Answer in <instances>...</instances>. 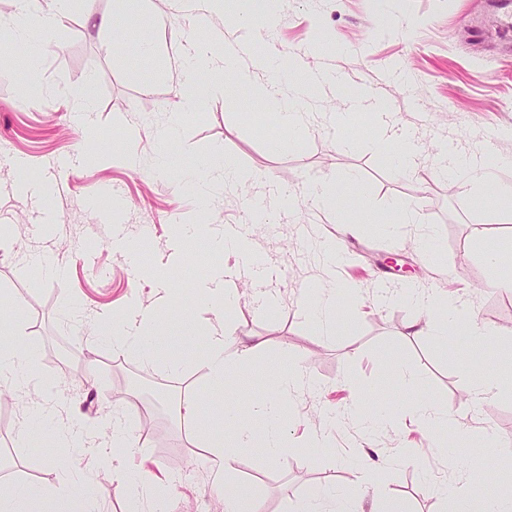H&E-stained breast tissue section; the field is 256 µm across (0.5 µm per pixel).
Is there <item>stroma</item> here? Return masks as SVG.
<instances>
[{
	"label": "stroma",
	"mask_w": 512,
	"mask_h": 512,
	"mask_svg": "<svg viewBox=\"0 0 512 512\" xmlns=\"http://www.w3.org/2000/svg\"><path fill=\"white\" fill-rule=\"evenodd\" d=\"M202 8L201 0H151L144 13L103 29L99 17L111 14L112 0H72L63 19L44 20L32 32L37 68L0 47V225L12 229L0 243V291L25 313L37 370L57 385V419L124 418L134 446L121 464L135 473H165L170 512H224L206 449L189 441L175 415L176 403L207 384L195 362L203 343L185 353L174 379L135 353L114 356L99 330L131 298L148 305L156 297L153 280L134 278L131 249L169 273L170 287L188 299L194 290L174 280L170 256L187 254L185 267L197 276L207 273L208 259L177 241L171 224L203 222L216 232L239 224L259 266L228 279L242 300L227 334L261 342L258 358L300 359L317 384L288 397V449L276 462L253 448L235 457L237 476L259 494V512H289L317 485L352 502L378 492L408 512H444V492L480 488L467 468L477 451L501 479H512V464L502 457L504 439L512 438V393L468 403L470 373L459 358L468 339L456 337L446 349L437 337L409 335L406 325L418 310L386 299L388 291L409 288L461 299L489 333L485 366L512 377L504 360L512 354V292L488 287L484 259L497 252L499 275L512 277V212L490 189L448 186L437 171L448 150L477 162L492 155L498 181L512 183V41L501 35L499 16L486 0H275L267 29L236 26L231 11L211 12L207 37L218 44L234 30L250 49L245 63L255 84L268 78L266 58L281 53L294 70L335 71L343 81L316 83L306 124L289 134L250 90L225 99L226 75L213 73L202 79L200 111L189 113L178 137L164 145L159 137L178 100L179 64ZM147 41L158 48L149 59L139 53ZM90 79L96 96L83 123L78 94ZM364 92L384 101L396 132L420 146L416 173H403L373 146L374 112L357 114L341 129L332 124L330 113L351 111ZM106 131L125 139L132 161L102 156ZM289 136L296 147L281 150ZM216 146L254 174L250 188L222 183L202 198L183 184V172ZM353 173L359 184H347ZM327 183L341 185V199L328 208L311 204L308 189ZM349 198L369 218L355 237L343 232ZM252 199L266 202V222H253ZM395 202L419 215L432 251L421 253L415 239L399 242L381 229ZM339 239L346 255L336 279L349 299L338 307V335L327 339L309 318L304 290L326 276L314 243ZM265 266L278 269L279 279L264 278ZM395 357L420 380L418 391L398 382ZM357 391L383 394L403 416L399 428L376 434L349 415ZM421 398L448 406L474 437L455 446V469L428 451L427 434L405 415ZM33 405L30 394L0 396V483L76 492L82 471L103 490L100 512H125V500L110 491L93 458L65 447L17 445ZM324 429L326 446L314 447L312 433ZM372 448L381 449L384 465L375 490L356 482Z\"/></svg>",
	"instance_id": "stroma-1"
}]
</instances>
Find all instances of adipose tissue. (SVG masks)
I'll use <instances>...</instances> for the list:
<instances>
[{
  "instance_id": "1",
  "label": "adipose tissue",
  "mask_w": 512,
  "mask_h": 512,
  "mask_svg": "<svg viewBox=\"0 0 512 512\" xmlns=\"http://www.w3.org/2000/svg\"><path fill=\"white\" fill-rule=\"evenodd\" d=\"M218 70L235 75L234 82L224 86L225 98L236 97L238 89L252 82L251 72L240 68L238 51L232 43H225L220 53L213 50L211 43L196 45L183 70L179 107L169 115V129H176L185 112L198 105L201 72ZM258 95L264 107L275 110L283 127L295 129L305 123L306 113L285 99L278 78H270L259 88ZM136 272L138 277H152L159 282L157 299L148 306L131 304L124 312L113 315L102 335L113 349L137 353L147 362L163 365L174 376L184 367L183 349L193 345L197 338H204L205 348L198 361L207 373L208 387L202 395L185 399L180 417L192 423L194 441L209 450V462L221 477L224 512H256L257 492L235 476L234 459L244 448L257 449L271 462L286 452L282 400L309 386L310 380L296 360L286 365L272 358L255 363L254 356L259 350L255 344L242 346L238 358L228 356L229 338L222 322L235 309L240 294L237 289L226 287L223 266L211 268L197 283L195 294L187 304L167 286L164 271L141 261ZM342 295V289L331 279L306 289L308 309L319 335L336 334L337 307ZM4 301L0 295V386L28 391L35 397L33 417L19 432L21 441L35 447L45 437L96 455L101 467L111 472L115 487L126 497L128 512H140L139 479L114 465L116 458L132 446L128 429L116 419L97 429L83 422L57 426L52 412L56 386L33 373V352L24 334V312L17 306L5 307ZM421 305L425 314L410 323L411 335L429 333L443 342L452 335L464 336L472 346L484 345L485 331L472 310L460 300L436 294L422 300ZM200 306L215 309L217 323L199 321L195 310ZM412 416L417 425L430 431V446L439 454H446L449 443L468 440L466 431L458 426L446 407L419 400L412 406ZM256 417L265 420L264 432L253 430L251 421ZM99 495L93 483L78 498L37 486L10 483L0 486V512H97Z\"/></svg>"
}]
</instances>
